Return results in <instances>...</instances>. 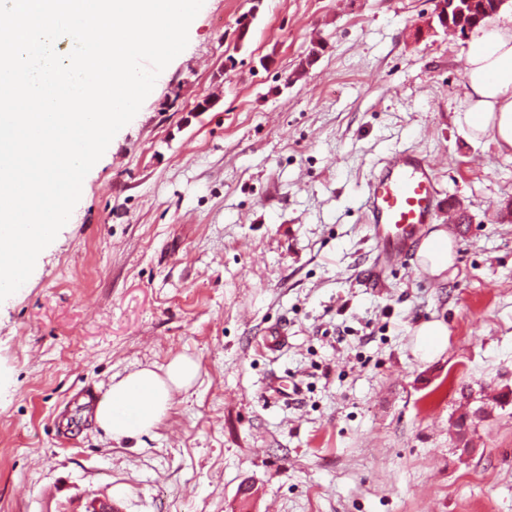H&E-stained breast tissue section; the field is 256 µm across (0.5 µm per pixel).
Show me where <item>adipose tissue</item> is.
<instances>
[{
	"mask_svg": "<svg viewBox=\"0 0 512 512\" xmlns=\"http://www.w3.org/2000/svg\"><path fill=\"white\" fill-rule=\"evenodd\" d=\"M464 105L457 121L474 137L512 153V27L476 28L463 59ZM421 269L432 276L453 261V238L439 228L417 250ZM198 365L180 356L168 365L144 367L112 384L94 412L96 423L120 441L153 431L169 410L175 391L191 387Z\"/></svg>",
	"mask_w": 512,
	"mask_h": 512,
	"instance_id": "1",
	"label": "adipose tissue"
}]
</instances>
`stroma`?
Instances as JSON below:
<instances>
[{
	"instance_id": "stroma-1",
	"label": "stroma",
	"mask_w": 512,
	"mask_h": 512,
	"mask_svg": "<svg viewBox=\"0 0 512 512\" xmlns=\"http://www.w3.org/2000/svg\"><path fill=\"white\" fill-rule=\"evenodd\" d=\"M435 8L204 0L0 302V512H512V153L457 123L469 39ZM395 149L431 164L454 262L372 286L360 197ZM180 355L194 385L112 441L85 392ZM417 350L423 357L438 354L448 343V329L440 321L422 323L416 331Z\"/></svg>"
}]
</instances>
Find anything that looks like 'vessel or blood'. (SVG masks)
Returning a JSON list of instances; mask_svg holds the SVG:
<instances>
[{
    "label": "vessel or blood",
    "mask_w": 512,
    "mask_h": 512,
    "mask_svg": "<svg viewBox=\"0 0 512 512\" xmlns=\"http://www.w3.org/2000/svg\"><path fill=\"white\" fill-rule=\"evenodd\" d=\"M444 204L429 162L414 150H397L374 167L362 196L368 229L379 248L377 271L406 253Z\"/></svg>",
    "instance_id": "1"
}]
</instances>
